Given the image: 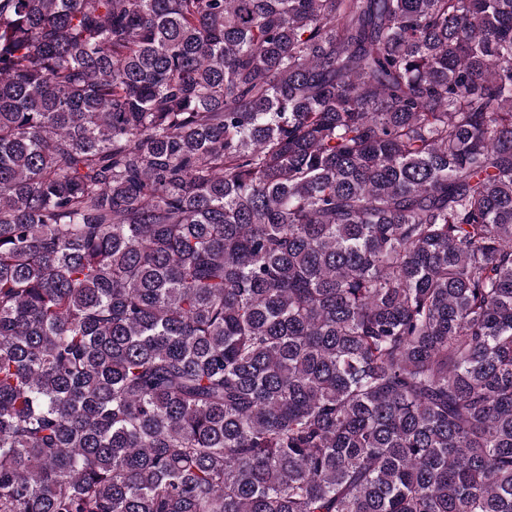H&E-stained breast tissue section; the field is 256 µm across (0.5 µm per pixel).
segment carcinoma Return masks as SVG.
Wrapping results in <instances>:
<instances>
[{
  "instance_id": "cac0c4a2",
  "label": "carcinoma",
  "mask_w": 512,
  "mask_h": 512,
  "mask_svg": "<svg viewBox=\"0 0 512 512\" xmlns=\"http://www.w3.org/2000/svg\"><path fill=\"white\" fill-rule=\"evenodd\" d=\"M0 512H512V0H0Z\"/></svg>"
}]
</instances>
